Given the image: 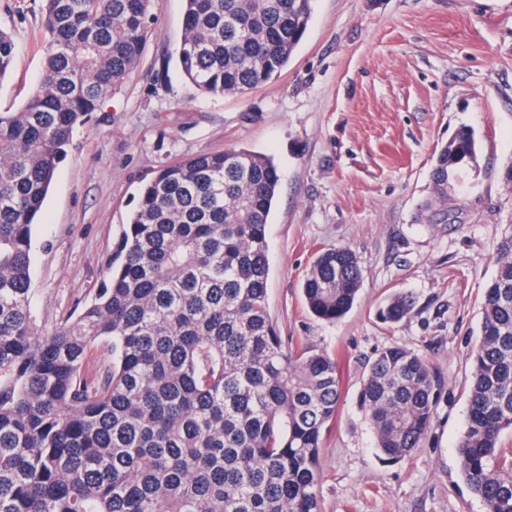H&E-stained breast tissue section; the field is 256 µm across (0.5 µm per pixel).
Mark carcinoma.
Masks as SVG:
<instances>
[{
  "mask_svg": "<svg viewBox=\"0 0 512 512\" xmlns=\"http://www.w3.org/2000/svg\"><path fill=\"white\" fill-rule=\"evenodd\" d=\"M37 91L0 112V512H321L320 455L336 424V358L285 345L266 307L267 225L280 173L246 149L161 168L136 207L93 297L39 334L30 312L32 231L75 129L138 64L160 0H43ZM313 0H186L177 51L206 94L244 95L276 78L301 42ZM15 43L0 29V79ZM473 130L435 158L431 179L478 166ZM486 286L471 351L462 477L486 512H512V232ZM356 254L324 248L303 295L334 323L362 284ZM413 302L380 311L397 323ZM97 347L105 367L85 375ZM439 383L398 346L370 363L359 407L386 459L430 428Z\"/></svg>",
  "mask_w": 512,
  "mask_h": 512,
  "instance_id": "carcinoma-1",
  "label": "carcinoma"
}]
</instances>
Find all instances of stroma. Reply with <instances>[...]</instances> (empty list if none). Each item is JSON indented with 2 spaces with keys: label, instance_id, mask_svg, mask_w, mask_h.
I'll list each match as a JSON object with an SVG mask.
<instances>
[{
  "label": "stroma",
  "instance_id": "1",
  "mask_svg": "<svg viewBox=\"0 0 512 512\" xmlns=\"http://www.w3.org/2000/svg\"><path fill=\"white\" fill-rule=\"evenodd\" d=\"M41 0H0L16 44L0 111L20 109L43 74ZM185 0H161L122 89L77 127L34 228L30 309L40 332L64 324L104 277L140 187L196 153L247 148L281 180L267 227L268 314L285 342L335 353L342 393L321 450L322 512H485L463 481L470 351L498 243L512 229V0H315L307 32L274 80L243 96L203 94L176 60ZM462 126L477 170L433 208L435 154ZM351 249L364 279L328 324L302 284L318 251ZM411 314L382 323L391 295ZM390 346L423 358L442 389L410 457L390 461L357 404L366 367Z\"/></svg>",
  "mask_w": 512,
  "mask_h": 512
}]
</instances>
